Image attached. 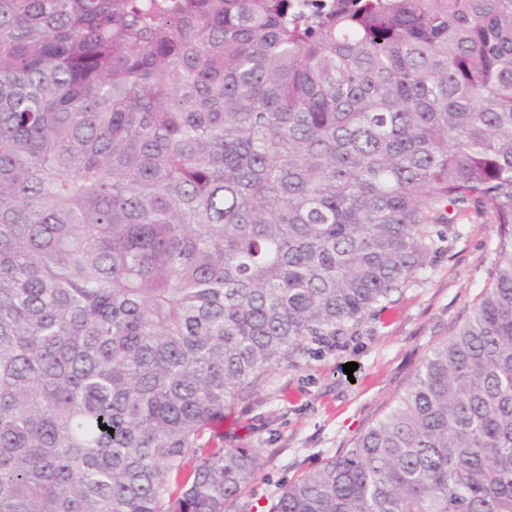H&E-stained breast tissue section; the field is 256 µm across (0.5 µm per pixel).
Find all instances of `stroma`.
Here are the masks:
<instances>
[{"mask_svg": "<svg viewBox=\"0 0 512 512\" xmlns=\"http://www.w3.org/2000/svg\"><path fill=\"white\" fill-rule=\"evenodd\" d=\"M423 270L340 343L281 365L224 415L225 447L258 449L261 463L227 512H269L287 484L349 448L403 393L423 357L462 324L484 287L495 225L470 212L438 225ZM357 363L345 374L346 363Z\"/></svg>", "mask_w": 512, "mask_h": 512, "instance_id": "obj_1", "label": "stroma"}]
</instances>
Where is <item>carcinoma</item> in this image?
I'll use <instances>...</instances> for the list:
<instances>
[{
  "label": "carcinoma",
  "instance_id": "1",
  "mask_svg": "<svg viewBox=\"0 0 512 512\" xmlns=\"http://www.w3.org/2000/svg\"><path fill=\"white\" fill-rule=\"evenodd\" d=\"M472 209L469 316L271 512H512V0H0V512H225L224 411Z\"/></svg>",
  "mask_w": 512,
  "mask_h": 512
}]
</instances>
